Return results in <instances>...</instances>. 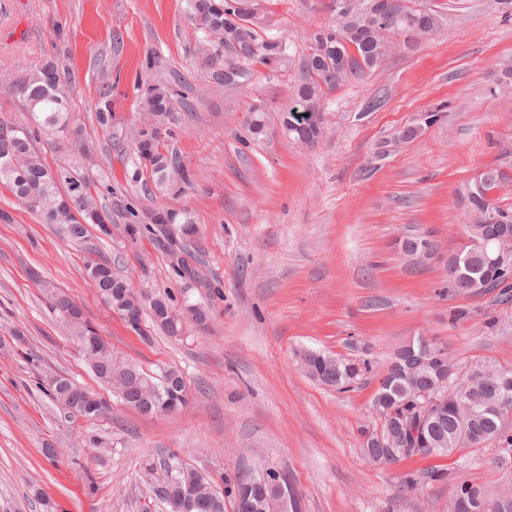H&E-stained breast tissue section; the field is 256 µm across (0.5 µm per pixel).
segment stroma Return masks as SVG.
Returning a JSON list of instances; mask_svg holds the SVG:
<instances>
[{"instance_id": "1", "label": "stroma", "mask_w": 512, "mask_h": 512, "mask_svg": "<svg viewBox=\"0 0 512 512\" xmlns=\"http://www.w3.org/2000/svg\"><path fill=\"white\" fill-rule=\"evenodd\" d=\"M266 32L286 38L289 66L252 68L243 86L209 82L185 0H0V120L24 121L11 85L53 61L70 78L72 123L90 147L40 137L46 165L83 161L91 191L112 213L102 250L135 290H170L177 305L211 308L207 332L182 340L141 336L106 306L84 273L81 249L0 185V512H167L156 493L164 457L220 479L262 462L287 473L303 512H442L447 484L403 496L406 473L447 468L448 458L384 466L364 453L363 429L379 427L372 400L396 351L420 336L445 342L461 366H512V304L448 290V254L464 238L459 193L480 169L512 171V18L497 0H427L438 32L408 46L324 102L325 133L308 148L284 135L295 74L309 36L332 22L329 0H260ZM181 75L193 111L178 112L168 147L195 185L149 194L132 180L130 135L144 118L138 88ZM111 125L98 123L101 98ZM265 110L252 136L249 109ZM443 117L418 128L421 113ZM417 126L408 140L400 133ZM188 210L209 285L184 290L153 237L126 239L127 208ZM431 236L437 255L414 264L401 237ZM53 284L84 310L122 360L147 372L181 371L190 403L145 416L113 400L99 421H73L37 387L59 373L98 389L77 341L53 311ZM471 317L449 325L452 309ZM495 325H488V317ZM320 351L367 359L370 378L340 392L304 369ZM98 437L101 447L89 445Z\"/></svg>"}]
</instances>
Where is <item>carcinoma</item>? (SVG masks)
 I'll list each match as a JSON object with an SVG mask.
<instances>
[{"label": "carcinoma", "mask_w": 512, "mask_h": 512, "mask_svg": "<svg viewBox=\"0 0 512 512\" xmlns=\"http://www.w3.org/2000/svg\"><path fill=\"white\" fill-rule=\"evenodd\" d=\"M186 2L190 20L207 42L204 67L212 83L235 88L246 80L251 67L280 65L290 59L286 39L264 33V15L259 11L258 0ZM379 6L380 0H350L345 13L311 33V55L319 58V64L312 70L299 71L297 91L282 119L284 131L293 140L308 145L318 142L322 130L311 124V118L313 113L322 111L325 94L350 76L378 66L390 52V37L365 23L367 13ZM440 24L439 12L420 6L418 0H394L387 13L389 29L401 31L413 26L422 37L432 34ZM64 81L65 74L53 63L25 74V87L17 95L30 115L31 125L16 127L6 138L0 136V183L7 185L19 199H35L32 212L41 222L59 226L61 233L82 249L85 272L110 308L122 314H136L139 323L145 312L154 326L171 337L182 336L188 322L205 327L210 320L209 309L192 304L178 310L168 290L155 292V302L148 310L140 308L141 294L112 271V262L101 251V241L112 235L110 217L98 209L89 193H81V189L87 188V181L79 167L70 166L68 177L58 182L53 169L35 151L34 142L41 132L58 139L80 135L78 129L70 126L72 105ZM180 98L179 91L169 85L148 80L143 84L142 109L151 115L153 123L170 121ZM132 143L134 182L151 183L160 192L173 193H182L194 185L195 172L152 137L149 124L132 133ZM507 180L504 171L490 167L482 190L465 198V214L470 220L465 225L467 239L478 237L476 214L486 208L503 215L512 214V208L499 205L496 198L497 190ZM127 219L125 232L130 240L138 239L146 231L167 244L171 268L185 288L207 287L198 266L199 259L187 246L189 239L197 234L189 212L161 208L141 215L130 208ZM90 225L95 226L97 234H90ZM448 285L455 293L475 294L469 278L452 268L448 269ZM48 295L54 311L73 327L83 361L122 401L127 404L150 401L164 409L188 404L189 392L179 370L168 368L154 376L133 363L117 360L110 346L84 319L77 303L54 288L48 290ZM303 364L312 378L342 391L372 371L367 359L352 361L317 351L305 353ZM456 367L458 364L449 353L442 359L396 357L379 380L382 398L373 400L381 434L393 440L394 450L374 448L367 441L364 451L375 462L396 464L403 459L402 449L415 446L436 448L442 457L464 449L477 451L490 447L496 452L497 468L504 471L503 481L493 492L473 481L455 480L448 470L433 468L406 475L402 480L403 490L417 496L430 484L446 481L449 486L446 512H456L461 503L474 512H512V407L500 410L498 417L491 413L502 393L512 396V366L470 365L469 369L482 371L485 380L471 382L465 373L455 376L464 392H448V400L439 403L425 417L421 415L422 408L410 401L415 392L437 387L443 370ZM40 388L64 406L71 419H100L103 406L107 405L105 397L71 380L62 386L44 380ZM164 469L167 479L162 490L167 494L175 496L182 487L190 485L198 495L215 501L212 512H226L224 487H232L231 479H226L221 487L173 457L164 463ZM251 491L260 500V512H302L298 499L289 503V508H283L281 491L274 485L253 487Z\"/></svg>", "instance_id": "obj_1"}]
</instances>
